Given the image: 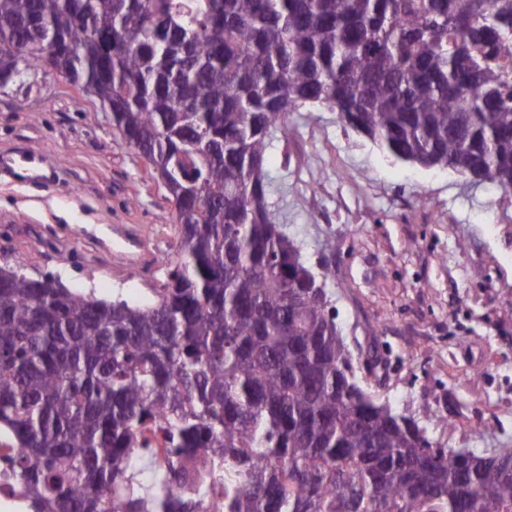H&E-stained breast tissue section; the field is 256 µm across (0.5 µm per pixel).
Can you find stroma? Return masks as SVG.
<instances>
[{"mask_svg":"<svg viewBox=\"0 0 512 512\" xmlns=\"http://www.w3.org/2000/svg\"><path fill=\"white\" fill-rule=\"evenodd\" d=\"M264 169L309 265L327 261L336 324L380 403L445 448H512V197L396 162L335 111L290 113ZM0 263L102 299L151 303L180 261L172 197L110 115L47 74L0 89ZM35 157L24 150H14L11 154L0 156L1 170H11L15 173L28 174L32 171Z\"/></svg>","mask_w":512,"mask_h":512,"instance_id":"1","label":"stroma"}]
</instances>
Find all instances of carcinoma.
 <instances>
[{
	"mask_svg": "<svg viewBox=\"0 0 512 512\" xmlns=\"http://www.w3.org/2000/svg\"><path fill=\"white\" fill-rule=\"evenodd\" d=\"M34 20L169 180L181 260L148 305L0 264V433L30 512H200L219 471L224 512H512L511 448H443L359 384L263 172L288 115L326 106L511 194L512 0H0V74L42 67Z\"/></svg>",
	"mask_w": 512,
	"mask_h": 512,
	"instance_id": "cac0c4a2",
	"label": "carcinoma"
}]
</instances>
